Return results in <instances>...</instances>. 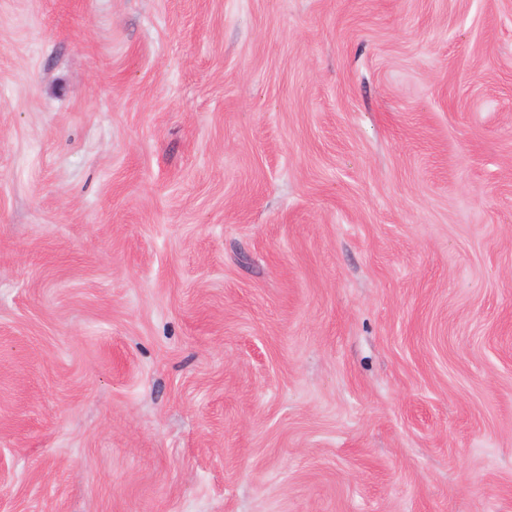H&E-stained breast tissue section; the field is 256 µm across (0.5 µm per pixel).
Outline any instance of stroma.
<instances>
[{
	"instance_id": "1",
	"label": "stroma",
	"mask_w": 512,
	"mask_h": 512,
	"mask_svg": "<svg viewBox=\"0 0 512 512\" xmlns=\"http://www.w3.org/2000/svg\"><path fill=\"white\" fill-rule=\"evenodd\" d=\"M0 512H512V0H0Z\"/></svg>"
}]
</instances>
